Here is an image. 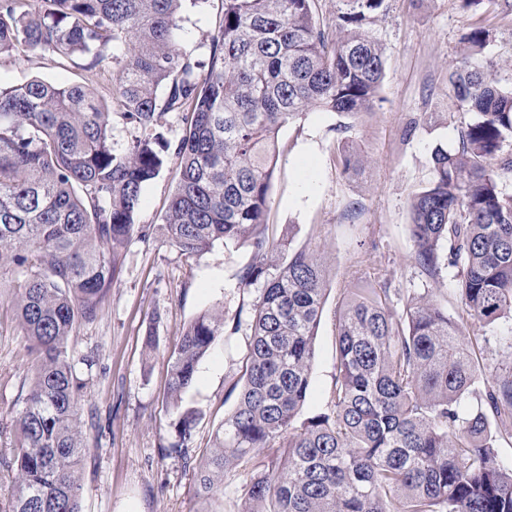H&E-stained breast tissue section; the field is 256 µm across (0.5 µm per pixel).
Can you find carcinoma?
<instances>
[{"instance_id":"obj_1","label":"carcinoma","mask_w":512,"mask_h":512,"mask_svg":"<svg viewBox=\"0 0 512 512\" xmlns=\"http://www.w3.org/2000/svg\"><path fill=\"white\" fill-rule=\"evenodd\" d=\"M208 2L0 0V58H78L85 72L66 86L38 77L0 84V277L29 273L15 308L36 358L13 417L16 444L0 457L15 475L0 512H82L86 383L76 363L93 360H74L70 340L106 299L143 189L170 159L178 180L164 242L186 257L248 243L258 257L238 274L258 289L251 342L240 398L197 467L202 502L219 498L226 466L280 448L250 472L243 512H512V468L498 463L489 422L512 423V367L463 407L478 369L464 324L430 288L397 312L387 286L354 279L336 335L334 409L294 426L327 281L317 254L269 240L278 134L312 109L374 107L385 54L371 26L386 0H338L334 36L314 0H221L200 59L179 31L183 12ZM488 41L483 27L463 37L449 82L468 118L457 147L432 155L431 178L409 202L415 265L432 281L451 271L481 326L512 322V193L499 180L512 172V87L475 61ZM108 65L121 74L109 104L93 87ZM171 112L184 115L175 142ZM116 121L138 136L118 145ZM222 335L224 316L203 313L169 359L172 452L192 447L196 412L182 395Z\"/></svg>"}]
</instances>
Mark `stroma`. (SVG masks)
Instances as JSON below:
<instances>
[{"label":"stroma","mask_w":512,"mask_h":512,"mask_svg":"<svg viewBox=\"0 0 512 512\" xmlns=\"http://www.w3.org/2000/svg\"><path fill=\"white\" fill-rule=\"evenodd\" d=\"M221 14V0L186 12L182 35L199 52ZM489 30L482 62L493 63L503 84L512 83V12L494 7L471 11L460 0H388L373 27L385 48L380 100L353 116L313 110L278 136L279 163L269 196L270 239L291 234L293 248L315 251L325 267L328 291L315 339L312 386L296 420L331 411L336 384V333L354 275L387 281L393 294L432 288L449 315L466 320L450 273L429 282L412 258L408 203L431 177L435 149H452L462 109L448 82L470 28ZM77 63L36 56L0 60V82L37 76L54 84L79 81ZM353 146L365 160L361 172L345 170L342 151ZM168 164L143 191L139 225L120 255L119 273L95 319L79 324L70 342L75 357L94 361L81 399L88 448L82 462V512H200L195 467L200 452L237 404L250 342L248 322L256 289L242 287L238 270L253 250L216 243L196 258L182 256L158 234L176 185ZM21 274L0 281V450L14 437L9 411L20 410L35 360L27 350L14 307ZM223 311L224 334L200 361L184 398L197 410L188 455L166 454L176 440L167 406V360L185 326L198 315ZM154 332L155 351L144 337ZM482 369L472 388L480 394L492 372L512 366V324L477 328Z\"/></svg>","instance_id":"obj_1"}]
</instances>
